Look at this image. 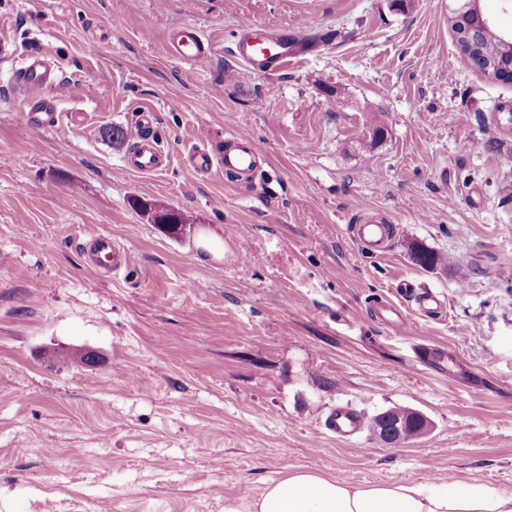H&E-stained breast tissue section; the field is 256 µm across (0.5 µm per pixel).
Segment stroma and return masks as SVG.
I'll use <instances>...</instances> for the list:
<instances>
[{
	"label": "stroma",
	"instance_id": "1",
	"mask_svg": "<svg viewBox=\"0 0 512 512\" xmlns=\"http://www.w3.org/2000/svg\"><path fill=\"white\" fill-rule=\"evenodd\" d=\"M460 2L0 0L16 57L47 52L67 83L56 126L26 127L0 58V512H224L297 469L512 494V84L460 52ZM182 23L214 42L206 70L169 54ZM250 23L324 40L244 79L230 46ZM144 107L169 157L152 175L124 162ZM236 131L260 153L250 180L189 165ZM363 207L393 226L384 250L351 233ZM203 228L223 261L202 260ZM88 231L127 268L98 276ZM412 242L450 265H417ZM402 282L442 312L420 317ZM424 344L453 357L425 363ZM395 406L430 436L325 429ZM140 209L144 215H148V219L154 223L162 225L167 229L168 232L176 234L182 230L183 222L179 218V215L171 213L161 204H153L148 206L147 204L141 205ZM366 426V421L353 410L345 407L333 410L327 420L326 428L336 437L347 439Z\"/></svg>",
	"mask_w": 512,
	"mask_h": 512
}]
</instances>
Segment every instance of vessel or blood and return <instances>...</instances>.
I'll return each mask as SVG.
<instances>
[{
  "mask_svg": "<svg viewBox=\"0 0 512 512\" xmlns=\"http://www.w3.org/2000/svg\"><path fill=\"white\" fill-rule=\"evenodd\" d=\"M167 48L172 56L189 67H207L214 58L212 40L198 26L184 24L172 29ZM312 50L307 35L300 30H274L256 23L247 26L233 41L232 52L242 67L245 77L272 76L280 73L293 62L302 60ZM16 80L23 101L28 108L27 123L42 128L54 127L56 102L65 92L63 78L48 55L35 52L23 56L16 70ZM234 145L223 156L212 157L203 148L193 150L190 161L200 170L234 171L249 174L255 167L257 148L248 133L233 135ZM127 167L141 174L162 171L167 158L158 147L155 138V113L153 109H141L138 114L135 145L126 158ZM391 226L386 220L373 214L363 213L356 217L353 226L355 238L363 244L380 248L387 242ZM91 250L96 268L116 271L127 266L126 251L111 235L95 233L91 236ZM366 422L351 409L333 410L327 420V429L339 438H349Z\"/></svg>",
  "mask_w": 512,
  "mask_h": 512,
  "instance_id": "obj_1",
  "label": "vessel or blood"
}]
</instances>
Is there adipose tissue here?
I'll list each match as a JSON object with an SVG mask.
<instances>
[{
  "label": "adipose tissue",
  "mask_w": 512,
  "mask_h": 512,
  "mask_svg": "<svg viewBox=\"0 0 512 512\" xmlns=\"http://www.w3.org/2000/svg\"><path fill=\"white\" fill-rule=\"evenodd\" d=\"M224 512H512V494L488 483L366 484L293 470L257 498L225 500Z\"/></svg>",
  "instance_id": "obj_1"
}]
</instances>
